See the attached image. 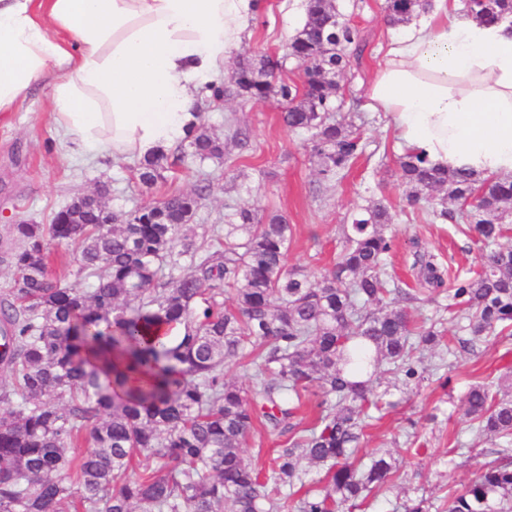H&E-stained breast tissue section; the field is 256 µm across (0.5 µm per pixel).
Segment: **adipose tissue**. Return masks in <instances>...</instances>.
<instances>
[{"mask_svg":"<svg viewBox=\"0 0 512 512\" xmlns=\"http://www.w3.org/2000/svg\"><path fill=\"white\" fill-rule=\"evenodd\" d=\"M431 0L392 39L369 98L436 165L512 175V23ZM258 0H0V113L36 86L77 147L166 153L198 123Z\"/></svg>","mask_w":512,"mask_h":512,"instance_id":"adipose-tissue-1","label":"adipose tissue"}]
</instances>
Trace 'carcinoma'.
I'll return each mask as SVG.
<instances>
[{
    "mask_svg": "<svg viewBox=\"0 0 512 512\" xmlns=\"http://www.w3.org/2000/svg\"><path fill=\"white\" fill-rule=\"evenodd\" d=\"M427 0H384L391 26L408 23ZM467 12L495 24L512 17V0H466ZM360 31L336 17L332 0H307L304 24L287 45L300 81L274 82L268 59L239 58L213 96L278 97L282 120L307 135L319 180L331 182L362 154L361 138L337 118L345 104L336 76L360 56ZM191 155L224 158V142L199 124ZM173 154L143 158L136 179L147 190L165 179ZM407 197L434 204L432 216L469 225L489 248L475 275L453 288L437 266L415 253L430 294L448 293L464 352L489 336L512 334V176L440 168L407 150L397 158ZM210 191L203 184L145 204L124 222L99 224L100 198L73 199L52 223L13 225L9 263L17 278L0 305V512H352L386 487L393 456L357 457L375 392L390 373L419 385L444 361L440 320L413 318L417 294L386 272L393 215L384 196L353 210L342 225L337 261L317 273L288 266L292 226L275 212L228 206L224 227L201 253L191 221ZM455 208H448V202ZM78 248L85 288L48 277L49 241ZM190 257L191 270L169 273ZM233 304L224 306V293ZM166 328L174 335L162 340ZM439 362L422 366L416 351ZM232 362L253 367L244 388L225 378ZM470 386L465 415L478 433L512 437V373ZM315 401L306 427L292 423ZM293 435L262 471L243 444L259 419ZM84 444L76 456L72 448ZM324 471L306 486L301 462ZM431 512L424 497L396 504ZM444 512H512V459L503 450L446 504Z\"/></svg>",
    "mask_w": 512,
    "mask_h": 512,
    "instance_id": "carcinoma-1",
    "label": "carcinoma"
}]
</instances>
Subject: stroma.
<instances>
[{
  "instance_id": "35a3bbf8",
  "label": "stroma",
  "mask_w": 512,
  "mask_h": 512,
  "mask_svg": "<svg viewBox=\"0 0 512 512\" xmlns=\"http://www.w3.org/2000/svg\"><path fill=\"white\" fill-rule=\"evenodd\" d=\"M306 0H262L231 58L277 60L278 78L298 81L300 68L286 56L289 39L305 19ZM383 0H336L343 18L364 40L359 59L339 77L345 109L357 112L363 153L336 181L318 183L303 137L288 131L282 104L271 98L246 101L235 96L222 103L211 92L200 96L209 131L224 142L223 160L202 162L179 142L182 161L164 182L142 192L129 161L98 152H71L48 113L45 89L35 88L15 111L0 114V252L11 244L13 224L50 223L54 214L81 194L101 193L107 209L126 218L142 204L174 192L194 190L206 181L211 191L194 215L199 243H208L213 225L223 223L227 205L260 207L282 214L293 226L289 265L313 272L330 266L341 250L339 226L365 200L383 194L392 205L393 249L387 271L404 288L417 287L413 254L429 252L441 264L446 282L476 270L482 246L464 225L433 219L425 207H410L395 158L402 145L389 114L373 111L368 91L390 39L397 33L381 9ZM237 117L251 137L249 150L230 142L228 117ZM512 370V336L481 342L475 353L447 355L437 379L407 389L380 385L388 406L365 430L364 448H381L399 458L394 491L369 501V512H393L397 497L431 498L441 512L448 496L475 479L497 458L505 442L477 436L465 416L462 398L471 384L489 381ZM287 434L257 425L243 448L248 460L268 469Z\"/></svg>"
}]
</instances>
